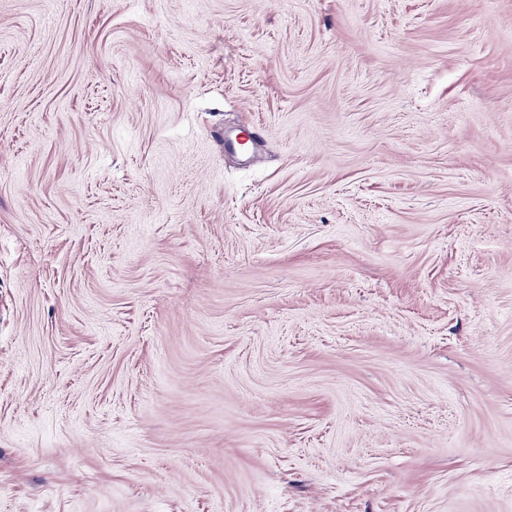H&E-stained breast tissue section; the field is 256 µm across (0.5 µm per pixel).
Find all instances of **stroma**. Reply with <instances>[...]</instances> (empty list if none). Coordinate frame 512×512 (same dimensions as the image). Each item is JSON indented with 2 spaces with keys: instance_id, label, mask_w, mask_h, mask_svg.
Here are the masks:
<instances>
[{
  "instance_id": "35a3bbf8",
  "label": "stroma",
  "mask_w": 512,
  "mask_h": 512,
  "mask_svg": "<svg viewBox=\"0 0 512 512\" xmlns=\"http://www.w3.org/2000/svg\"><path fill=\"white\" fill-rule=\"evenodd\" d=\"M0 512H512V0H0Z\"/></svg>"
}]
</instances>
